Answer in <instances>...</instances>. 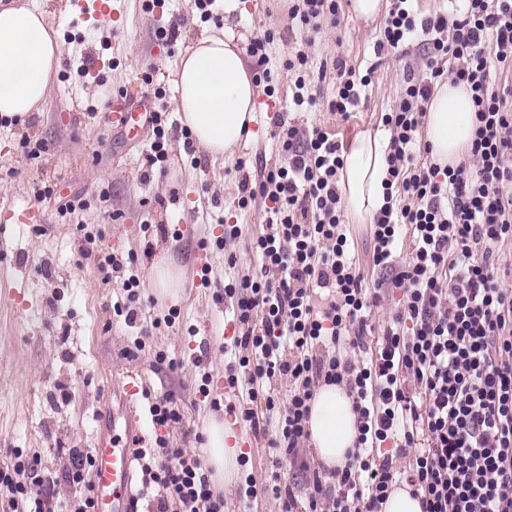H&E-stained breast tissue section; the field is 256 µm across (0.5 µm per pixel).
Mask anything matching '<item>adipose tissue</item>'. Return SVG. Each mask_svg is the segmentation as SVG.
<instances>
[{
  "label": "adipose tissue",
  "mask_w": 512,
  "mask_h": 512,
  "mask_svg": "<svg viewBox=\"0 0 512 512\" xmlns=\"http://www.w3.org/2000/svg\"><path fill=\"white\" fill-rule=\"evenodd\" d=\"M63 49L45 12L37 8L0 9V115L25 117L47 101ZM176 110L200 151L218 161L233 155L252 136L257 86L232 31L199 39L181 58ZM476 117L469 87L435 84L428 105L426 137L439 166H457L467 154ZM387 143L382 136L354 140L340 176L346 218L365 223L383 203ZM311 443L325 469L344 467L357 436L352 401L339 386H322L311 402ZM207 465L215 488L233 483L243 451L225 420L211 418L206 429Z\"/></svg>",
  "instance_id": "ef3b65f1"
}]
</instances>
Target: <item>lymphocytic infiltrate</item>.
<instances>
[{"mask_svg": "<svg viewBox=\"0 0 512 512\" xmlns=\"http://www.w3.org/2000/svg\"><path fill=\"white\" fill-rule=\"evenodd\" d=\"M422 33L423 73L407 72L401 95L383 117L390 131L385 203L371 222L373 264L387 276L374 290L351 254L341 210L343 147L316 128L279 123L276 146L288 158L257 181L243 180L240 208L261 197L265 233L252 242L257 275L224 288L241 326L234 346L247 371L231 374L266 411L242 408L255 435L296 456L308 442L311 401L319 384L344 387L358 437L348 463L306 474L300 487L275 484L281 512H381L397 483L389 439L414 449L407 483L423 512H512V284L497 250L512 246V0H462L455 14L417 20L411 0H391L377 52ZM332 112L357 106L370 76L343 59ZM468 84L476 112L470 161L454 168L415 161L435 83ZM412 249L395 256L400 231ZM396 308L369 360L366 317L383 299ZM298 382L287 405L269 385ZM158 436L135 451L140 487L131 512H224L198 454L169 447L163 430L183 415L170 396H154ZM92 450L76 452L64 476L76 493L66 512H95L87 475ZM55 481L37 459L15 453L0 464V512H53ZM305 505H298L297 493Z\"/></svg>", "mask_w": 512, "mask_h": 512, "instance_id": "lymphocytic-infiltrate-1", "label": "lymphocytic infiltrate"}]
</instances>
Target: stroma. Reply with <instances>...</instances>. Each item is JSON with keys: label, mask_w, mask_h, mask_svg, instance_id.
<instances>
[{"label": "stroma", "mask_w": 512, "mask_h": 512, "mask_svg": "<svg viewBox=\"0 0 512 512\" xmlns=\"http://www.w3.org/2000/svg\"><path fill=\"white\" fill-rule=\"evenodd\" d=\"M28 2L47 12L64 53L46 106L24 120L0 122V461L16 450L38 457L42 472L58 480L57 500L66 501L74 493L63 480L73 450L94 447L102 436L153 443L147 405H140L136 427H125L120 388L131 375L153 394H172L180 407L182 422L166 432L170 447H202L205 421L216 413L234 423L245 448L241 472L257 486L277 478L295 482L302 461L319 469L312 446L294 460L256 439L233 413L242 402L239 391L225 389L234 359L224 348L240 331L223 298L225 261L234 257L243 276L254 268L250 243L265 230L266 204L256 199L249 218H241L240 185L261 169L286 164L271 135L275 115L256 113L254 139L213 164L186 148L175 108V65L196 40L224 28H232L243 48L272 32L271 77L260 83L259 100L278 101L287 121L321 128L347 146L361 134L384 131L382 118L399 98L407 67H423L416 44L376 54L383 21L341 13L339 27H324L309 46L310 68L337 55L357 72L374 68L366 96L346 117L320 105L293 112L295 76L284 61L301 32L288 17L289 0H246L229 18L223 0H215L208 20L196 0H121L108 26L77 20L68 0ZM162 29L175 32L172 47L162 46ZM148 72L149 84L143 81ZM133 85L149 109L164 115L168 157L154 166L147 162L151 125L131 132L112 122L113 95ZM26 139L42 143L39 158L23 154ZM47 181L55 184L53 196L37 198ZM73 199L83 208L60 215L59 205ZM31 206L44 212V223L13 222L11 212ZM228 224L241 225V235L225 239ZM88 234L99 242L86 256L81 248ZM219 239L224 248L216 247ZM108 254L120 269L104 264ZM164 254L183 274V293L174 302L148 286ZM132 274L143 286V306L130 325L113 305ZM139 336L146 339L141 351L133 345Z\"/></svg>", "instance_id": "obj_1"}]
</instances>
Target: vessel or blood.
<instances>
[{"instance_id":"b4317fda","label":"vessel or blood","mask_w":512,"mask_h":512,"mask_svg":"<svg viewBox=\"0 0 512 512\" xmlns=\"http://www.w3.org/2000/svg\"><path fill=\"white\" fill-rule=\"evenodd\" d=\"M75 8L82 19L106 24L112 19V0H77ZM134 475L130 448L115 447L107 438L96 444L93 484L98 512H128Z\"/></svg>"}]
</instances>
